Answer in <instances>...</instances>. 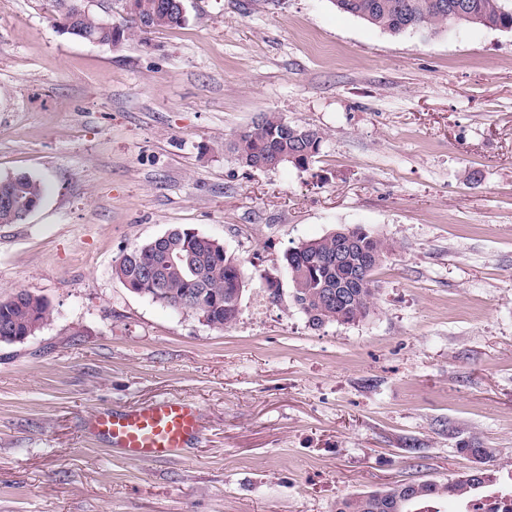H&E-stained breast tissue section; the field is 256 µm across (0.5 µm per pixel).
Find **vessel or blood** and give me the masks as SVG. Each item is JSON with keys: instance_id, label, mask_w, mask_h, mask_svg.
Returning <instances> with one entry per match:
<instances>
[{"instance_id": "obj_1", "label": "vessel or blood", "mask_w": 512, "mask_h": 512, "mask_svg": "<svg viewBox=\"0 0 512 512\" xmlns=\"http://www.w3.org/2000/svg\"><path fill=\"white\" fill-rule=\"evenodd\" d=\"M89 431L122 457L154 462L171 458L197 441L203 422L195 402L160 398L146 404L99 410Z\"/></svg>"}]
</instances>
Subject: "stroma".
Masks as SVG:
<instances>
[{"mask_svg": "<svg viewBox=\"0 0 512 512\" xmlns=\"http://www.w3.org/2000/svg\"><path fill=\"white\" fill-rule=\"evenodd\" d=\"M186 6L108 46L55 27L53 0H0V178L46 187L0 224V298L51 309L0 344V512H336L468 470L464 441L512 474V32L393 35L331 0ZM264 112L322 134L308 168L225 151ZM354 226L395 246L376 308L312 327L283 256ZM175 228L240 260L231 327L113 275ZM158 397L202 411L180 457L85 438L98 410Z\"/></svg>", "mask_w": 512, "mask_h": 512, "instance_id": "1", "label": "stroma"}]
</instances>
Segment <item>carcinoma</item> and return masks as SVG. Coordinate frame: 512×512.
Listing matches in <instances>:
<instances>
[{
    "label": "carcinoma",
    "mask_w": 512,
    "mask_h": 512,
    "mask_svg": "<svg viewBox=\"0 0 512 512\" xmlns=\"http://www.w3.org/2000/svg\"><path fill=\"white\" fill-rule=\"evenodd\" d=\"M337 10L359 18L393 35L418 32L435 34L455 24L481 25L512 30V6L507 0H331ZM465 14H455L456 5ZM135 8L152 17V28H169L186 22L183 0H134ZM68 34L87 40L95 37L112 44V33L103 20L80 15ZM322 142L317 130L292 124L277 112H265L250 128L234 135L232 148L237 163L247 169H271L292 164L305 169L319 154ZM0 191L19 201L38 203L45 188L37 179L17 174L0 180ZM355 239L352 264L336 265V237L328 234L303 242L284 254L292 283V300L310 325L354 324L373 311L377 289L375 272L388 259L394 246L363 227L351 228ZM179 253L184 260L166 262V253ZM365 283L350 289L349 298L332 296L336 286L350 282L356 271ZM113 275L132 292L143 293L176 311L192 313L217 329L228 328L239 315L238 281L243 273L238 259L223 245L189 229H175L166 238L136 245L115 262ZM50 318L48 302L28 290L0 299V341L12 343L34 335ZM458 451L472 459L490 460L495 449L464 442ZM450 499L465 504L464 512H512V487H497L492 470L474 473L469 479L447 482H406L341 499L336 512H441Z\"/></svg>",
    "instance_id": "1"
}]
</instances>
